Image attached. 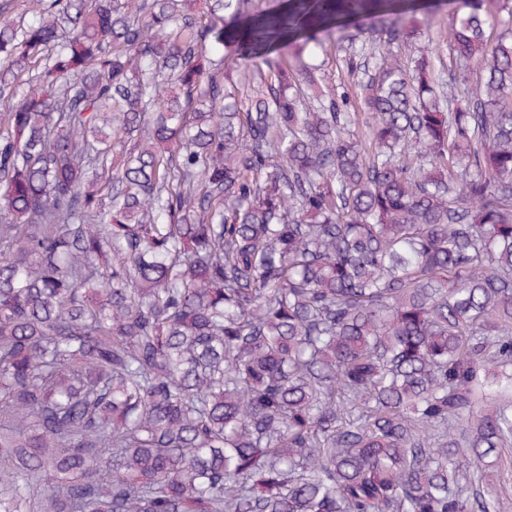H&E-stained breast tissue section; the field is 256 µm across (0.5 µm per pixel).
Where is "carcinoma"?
Wrapping results in <instances>:
<instances>
[{
  "label": "carcinoma",
  "mask_w": 512,
  "mask_h": 512,
  "mask_svg": "<svg viewBox=\"0 0 512 512\" xmlns=\"http://www.w3.org/2000/svg\"><path fill=\"white\" fill-rule=\"evenodd\" d=\"M23 3L0 0V512H492L509 0L454 10L446 82L418 14L456 0ZM363 20L364 135L318 65L264 52Z\"/></svg>",
  "instance_id": "carcinoma-1"
}]
</instances>
